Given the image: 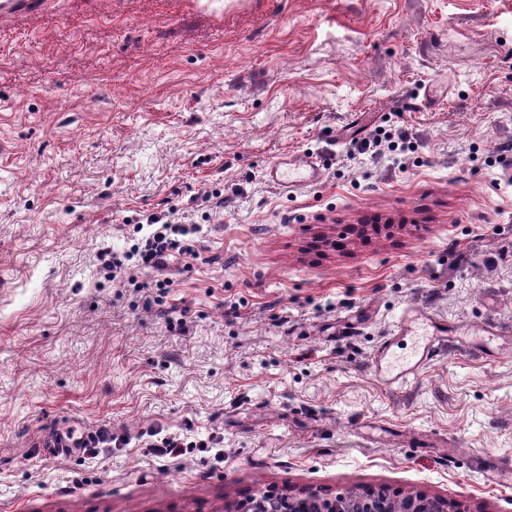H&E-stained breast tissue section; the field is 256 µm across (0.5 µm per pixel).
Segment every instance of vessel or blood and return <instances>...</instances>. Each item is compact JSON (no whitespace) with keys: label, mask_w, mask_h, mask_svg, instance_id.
Wrapping results in <instances>:
<instances>
[{"label":"vessel or blood","mask_w":512,"mask_h":512,"mask_svg":"<svg viewBox=\"0 0 512 512\" xmlns=\"http://www.w3.org/2000/svg\"><path fill=\"white\" fill-rule=\"evenodd\" d=\"M323 169L324 165L319 158L302 155L273 162L267 170V177L273 185L292 190L317 183L323 175ZM452 332V325L446 319L414 309L408 311L396 336L387 337L375 352L377 375L388 387L401 386L433 360L441 338ZM399 336L414 339L411 357L402 361L395 359L393 351L395 339Z\"/></svg>","instance_id":"b4317fda"}]
</instances>
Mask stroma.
<instances>
[{
	"label": "stroma",
	"mask_w": 512,
	"mask_h": 512,
	"mask_svg": "<svg viewBox=\"0 0 512 512\" xmlns=\"http://www.w3.org/2000/svg\"><path fill=\"white\" fill-rule=\"evenodd\" d=\"M299 153L318 183L267 181ZM174 209L195 256L105 280ZM411 307L463 333L391 389ZM380 485L512 512V0H7L0 512ZM96 442V437L85 433H75L74 431H68L66 433L59 434L53 448H66L67 451H76L83 454H92L96 446H92ZM63 444V446H61Z\"/></svg>",
	"instance_id": "1"
}]
</instances>
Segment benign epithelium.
<instances>
[{
  "mask_svg": "<svg viewBox=\"0 0 512 512\" xmlns=\"http://www.w3.org/2000/svg\"><path fill=\"white\" fill-rule=\"evenodd\" d=\"M250 512H471L462 501L422 492L395 495L385 487L338 493L325 498L315 492L303 496L263 494Z\"/></svg>",
  "mask_w": 512,
  "mask_h": 512,
  "instance_id": "1",
  "label": "benign epithelium"
}]
</instances>
